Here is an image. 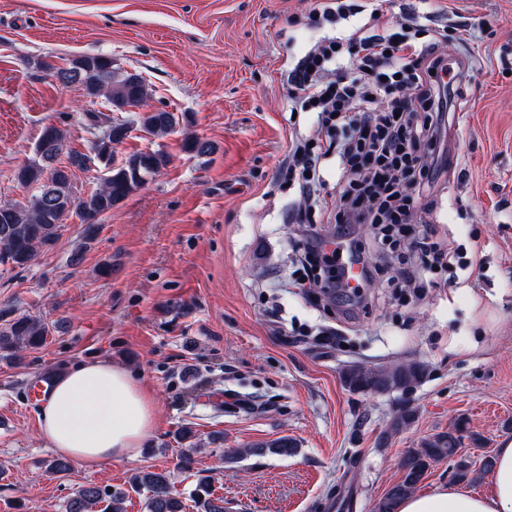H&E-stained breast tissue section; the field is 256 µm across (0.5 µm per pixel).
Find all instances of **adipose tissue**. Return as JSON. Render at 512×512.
<instances>
[{
    "mask_svg": "<svg viewBox=\"0 0 512 512\" xmlns=\"http://www.w3.org/2000/svg\"><path fill=\"white\" fill-rule=\"evenodd\" d=\"M156 428L154 396L108 360L60 374L39 413L41 439L57 454L85 466L136 457ZM397 512H512V442L498 449L483 494L440 487L403 498Z\"/></svg>",
    "mask_w": 512,
    "mask_h": 512,
    "instance_id": "adipose-tissue-1",
    "label": "adipose tissue"
}]
</instances>
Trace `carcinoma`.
Instances as JSON below:
<instances>
[{"label": "carcinoma", "mask_w": 512, "mask_h": 512, "mask_svg": "<svg viewBox=\"0 0 512 512\" xmlns=\"http://www.w3.org/2000/svg\"><path fill=\"white\" fill-rule=\"evenodd\" d=\"M41 66L61 81L71 80L91 98L102 97L113 112H126L143 107L149 91L142 76L115 67L112 57L102 54L84 55L62 69L50 62ZM88 121L102 128L89 147L90 153L66 149L63 132L54 127L43 129L35 147V158L17 172V180L36 191L23 202L0 204V266L22 268L32 262L38 252L52 246L67 217L74 213L84 225L87 240L99 233L100 216L118 206L130 193L141 187L167 159L155 151L138 152L115 163L114 145L122 142L130 125L116 116L101 111L87 113ZM180 116L167 110H146L138 115V130L153 138H162L179 125ZM79 160L75 168L110 167L102 185L85 197L74 191L73 172L63 173L55 167L60 157ZM47 328L36 317L22 316L0 327V357L24 362L22 352L40 347L46 340ZM423 373L418 363L402 364L388 369H367L352 366L344 371L343 380L353 391H390L404 389ZM459 438L441 432L424 440L421 447L410 452L402 462L401 480L393 485L375 504V512H396L400 499L414 491L434 462L453 457L458 452ZM130 488L146 497L148 512H182L175 483L167 472H141L130 480ZM193 496L200 512H224V500L211 496L209 479L199 480ZM126 492L110 491L94 483L79 488L69 499L66 512H122Z\"/></svg>", "instance_id": "cac0c4a2"}]
</instances>
